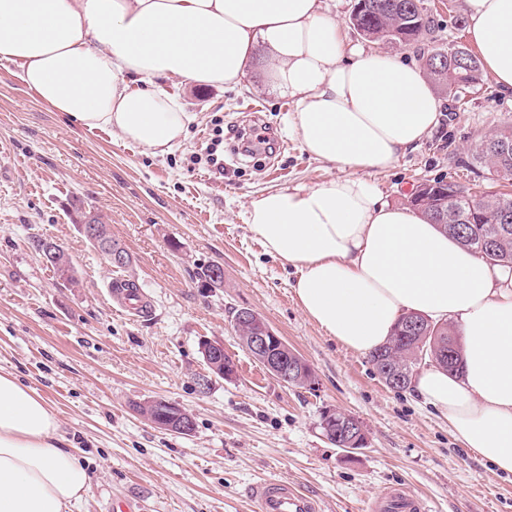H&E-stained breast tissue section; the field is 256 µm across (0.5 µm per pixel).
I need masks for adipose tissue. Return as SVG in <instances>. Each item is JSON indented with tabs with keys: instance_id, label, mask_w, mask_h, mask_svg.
I'll return each instance as SVG.
<instances>
[{
	"instance_id": "adipose-tissue-1",
	"label": "adipose tissue",
	"mask_w": 512,
	"mask_h": 512,
	"mask_svg": "<svg viewBox=\"0 0 512 512\" xmlns=\"http://www.w3.org/2000/svg\"><path fill=\"white\" fill-rule=\"evenodd\" d=\"M465 4L485 70L512 93V0ZM258 58L295 104L289 134L318 160L388 168L443 110L425 72L347 43L323 0H0V62L29 91L155 154L189 120L162 80L235 86ZM247 222L296 268L302 311L347 349L372 354L405 313L453 320L466 339L462 374L432 365L411 386L464 447L512 474V269L353 175L259 194ZM90 483L49 403L0 373V512H79Z\"/></svg>"
}]
</instances>
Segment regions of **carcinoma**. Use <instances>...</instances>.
Instances as JSON below:
<instances>
[{
	"instance_id": "cac0c4a2",
	"label": "carcinoma",
	"mask_w": 512,
	"mask_h": 512,
	"mask_svg": "<svg viewBox=\"0 0 512 512\" xmlns=\"http://www.w3.org/2000/svg\"><path fill=\"white\" fill-rule=\"evenodd\" d=\"M350 23L361 36L376 42L412 45L423 42L431 33L428 16L424 13L422 0H366L361 10L354 9ZM424 68L429 79L440 89L448 92V111L454 112L461 102L459 90L469 87L480 79V61L464 45H457L447 51L434 48L424 56ZM512 142V129L497 130L490 137L481 138L472 160L485 167L499 180L512 185V150L502 151V141ZM443 210L429 208L423 212L431 223L448 233L462 247L481 253L483 241H494V250L485 258L494 263L512 266V221L504 223L503 215L512 217V192L485 195L477 187H465L454 182H434ZM481 198V210L476 218H469L470 202ZM57 257L53 267L60 277L75 282L70 262L60 245H55ZM459 340V334L446 322L430 321L426 329L418 334L391 336L390 339L371 355V362L377 373L386 366L403 369L407 377H413L417 361L413 354L425 350L433 355L432 362L448 370L460 368L463 347L459 346L448 354L450 345Z\"/></svg>"
}]
</instances>
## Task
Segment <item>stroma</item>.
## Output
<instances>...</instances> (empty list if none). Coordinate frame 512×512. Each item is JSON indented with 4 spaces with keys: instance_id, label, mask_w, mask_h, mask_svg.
<instances>
[{
    "instance_id": "obj_1",
    "label": "stroma",
    "mask_w": 512,
    "mask_h": 512,
    "mask_svg": "<svg viewBox=\"0 0 512 512\" xmlns=\"http://www.w3.org/2000/svg\"><path fill=\"white\" fill-rule=\"evenodd\" d=\"M439 47L467 42L453 17L465 0H424ZM191 120L166 154L88 131L41 102L0 64V371L49 401L61 430L91 475L82 512H249L248 487L285 480L322 512H368L376 496L401 486L431 512H512V475L457 440L446 420L412 391H394L369 356L331 339L298 306L297 271L267 254L246 222L258 194L348 176L318 161L288 133L295 105L270 91L261 67L233 88L183 90ZM458 112H442L420 145L385 170H366L384 201L407 203L420 183L444 180L501 192L488 169L470 165L480 138L512 125V96L490 75L462 91ZM244 134L268 129L273 157L236 162L224 173L192 164L216 120ZM101 216L128 267L109 265L80 233V212ZM56 242L77 279L68 284L36 249ZM224 269V285L200 279ZM129 279L150 299L144 318L119 315L108 295ZM259 314L313 371L310 386H287L240 343L232 316ZM222 341L236 365L210 377L202 338ZM167 400L192 415L190 435L158 428L139 407ZM357 418L367 437L354 454L328 441L325 411Z\"/></svg>"
}]
</instances>
